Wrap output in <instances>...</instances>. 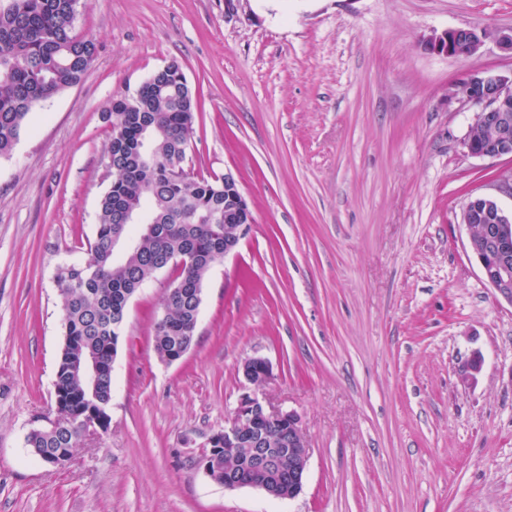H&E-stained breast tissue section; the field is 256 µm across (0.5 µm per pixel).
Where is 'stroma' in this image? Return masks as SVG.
I'll return each mask as SVG.
<instances>
[{
    "mask_svg": "<svg viewBox=\"0 0 512 512\" xmlns=\"http://www.w3.org/2000/svg\"><path fill=\"white\" fill-rule=\"evenodd\" d=\"M454 27L486 31L477 53L428 50ZM510 28L512 0H85L92 66L0 158V512H512V304L460 221L474 195L512 213V159L467 153L476 109L454 96L466 73L512 74ZM173 61L200 100L183 167L232 174L253 222L180 361L153 347L174 271L132 298L109 429L42 465L26 437L55 409V274L96 233L105 112ZM253 357L259 397L309 438L290 501L199 464ZM272 371L269 363L262 358H252L243 365L244 379L254 385L261 386L270 380Z\"/></svg>",
    "mask_w": 512,
    "mask_h": 512,
    "instance_id": "obj_1",
    "label": "stroma"
}]
</instances>
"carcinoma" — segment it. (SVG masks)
I'll return each instance as SVG.
<instances>
[{
    "mask_svg": "<svg viewBox=\"0 0 512 512\" xmlns=\"http://www.w3.org/2000/svg\"><path fill=\"white\" fill-rule=\"evenodd\" d=\"M79 0H0V157L10 156L27 116L62 90L78 84L91 67L96 45L73 33ZM198 100L180 65L154 74L150 89L139 88L110 103L106 112L111 135L106 152L113 179L103 194L90 259L59 268L55 283L60 299L64 335L55 368L56 393L72 399L78 410L85 398L94 411L107 416L112 392V311L124 295L142 288L160 269L162 255L190 253L195 262L181 268L180 288L167 290V318L157 321L154 348L166 360L171 346L190 339L198 320L196 289L209 272L215 242H224V183L175 175L174 159L185 156L193 135ZM154 129L156 158L141 155L139 133ZM129 209L159 224L153 236L140 224H122L119 210ZM121 231L133 244L117 259L112 235ZM97 358L103 377L87 387L73 363L86 353ZM81 434L74 428L32 430L27 445L52 456L59 449L73 452Z\"/></svg>",
    "mask_w": 512,
    "mask_h": 512,
    "instance_id": "cac0c4a2",
    "label": "carcinoma"
}]
</instances>
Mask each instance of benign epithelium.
Masks as SVG:
<instances>
[{
    "mask_svg": "<svg viewBox=\"0 0 512 512\" xmlns=\"http://www.w3.org/2000/svg\"><path fill=\"white\" fill-rule=\"evenodd\" d=\"M484 35L470 27L450 28L435 34L427 47L453 58L474 55L482 46ZM454 95L464 105L478 111L467 134L464 146L474 157H512V78L489 71L467 74L458 84ZM224 189L236 192L234 205L224 208V246L216 248L210 265L223 262L235 252L247 234L253 217L248 202L236 179L224 175ZM461 223L486 225L484 237L469 238L468 247L480 265L483 279L496 294L512 304V215L504 211L498 199L490 195L469 198L461 212ZM272 371L262 358H252L243 365L244 379L261 386L270 380ZM76 425L82 435L104 432L108 422L87 411L80 415L64 412L50 420L47 428L55 430L60 423ZM277 426L284 432L283 447L267 449L258 430ZM208 452L200 459L205 474L214 481L224 480V488L235 490L251 488L280 500L295 498L303 489L308 461L309 442L300 417L292 411L269 406L254 392H245L239 399L234 417L224 425V432H216L206 442ZM249 448L248 473L222 468L223 456L230 451ZM288 456V471L281 470L279 458Z\"/></svg>",
    "mask_w": 512,
    "mask_h": 512,
    "instance_id": "benign-epithelium-1",
    "label": "benign epithelium"
}]
</instances>
